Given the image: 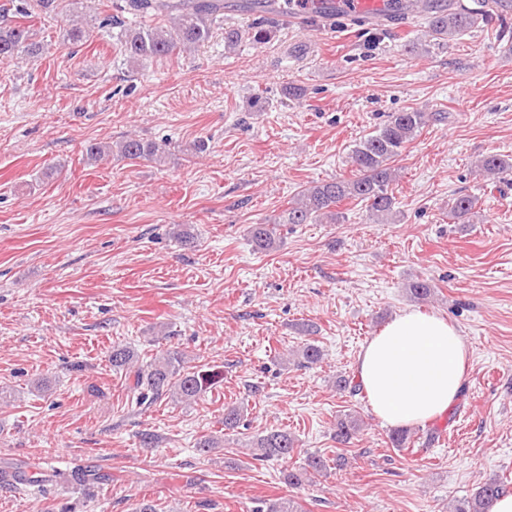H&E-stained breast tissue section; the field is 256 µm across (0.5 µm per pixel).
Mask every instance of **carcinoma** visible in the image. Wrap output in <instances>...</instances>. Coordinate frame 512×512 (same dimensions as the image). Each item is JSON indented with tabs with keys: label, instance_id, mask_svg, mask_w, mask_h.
Listing matches in <instances>:
<instances>
[{
	"label": "carcinoma",
	"instance_id": "1",
	"mask_svg": "<svg viewBox=\"0 0 512 512\" xmlns=\"http://www.w3.org/2000/svg\"><path fill=\"white\" fill-rule=\"evenodd\" d=\"M116 14L108 17L115 27L124 24L128 14L140 20L136 29L121 33V51L128 61L138 64L143 60L163 57L176 51L195 49L212 36L213 26L224 17V0H117L112 4ZM69 9V0H11L10 6L0 10L12 11V18L0 21V61L12 60L20 54L38 57L45 51L43 41L37 39L34 28L24 20L35 14L58 15ZM427 30L423 37L405 45L413 52L426 43L440 47L448 38L463 35L474 28L494 20L506 21V14L494 10L488 0H477L472 7L464 0H448L445 7H435L430 0L424 3ZM164 17L169 26L157 22ZM273 32L261 22L240 29L224 28V45L232 48L247 40L256 46L268 43ZM430 115L419 110L394 112L377 130L359 140L351 150L354 177L348 180L333 179L312 185L298 195L296 201L279 218L281 224H315L324 218L336 219V206L353 200L365 204L377 219L384 221L393 216L394 197L389 187L395 179L393 162L402 155L407 145L427 125ZM115 152L131 161L140 159L160 162L165 149L155 142L128 137L115 144L95 142L88 145L86 153L92 158ZM478 170L489 179H503L512 173V162L498 155H488L479 160ZM476 197L460 195L448 204V217L460 222L473 213ZM251 242L259 251H271L278 246L275 228L268 224H252L248 228ZM410 296L426 300L433 287L426 279H416L408 284ZM322 359V351L314 343H306L298 353V364L312 366ZM112 369L124 374L128 393L139 405L153 404L164 398L179 399L191 403L201 399L213 388L219 373L204 368L188 367L184 356L177 350H166L142 364L133 351L126 347L112 348ZM361 428V420L349 413L336 421L334 438L342 445L350 443ZM294 452V439L288 432L271 429L260 436L252 457L258 461L286 460ZM327 461L319 455L306 457L302 467L287 473L288 483L301 486L313 475L327 471ZM70 480L91 486L108 480L106 475L86 467L70 472ZM46 481V474L34 464L26 469L0 468V485L16 489ZM508 485L497 477L482 482L469 500L456 507L455 512H492L497 498Z\"/></svg>",
	"mask_w": 512,
	"mask_h": 512
}]
</instances>
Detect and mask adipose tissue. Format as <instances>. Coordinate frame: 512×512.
Instances as JSON below:
<instances>
[{
    "label": "adipose tissue",
    "mask_w": 512,
    "mask_h": 512,
    "mask_svg": "<svg viewBox=\"0 0 512 512\" xmlns=\"http://www.w3.org/2000/svg\"><path fill=\"white\" fill-rule=\"evenodd\" d=\"M466 354L464 338L450 322L406 311L364 346L356 374L374 413L407 427L444 415L457 400Z\"/></svg>",
    "instance_id": "obj_1"
}]
</instances>
